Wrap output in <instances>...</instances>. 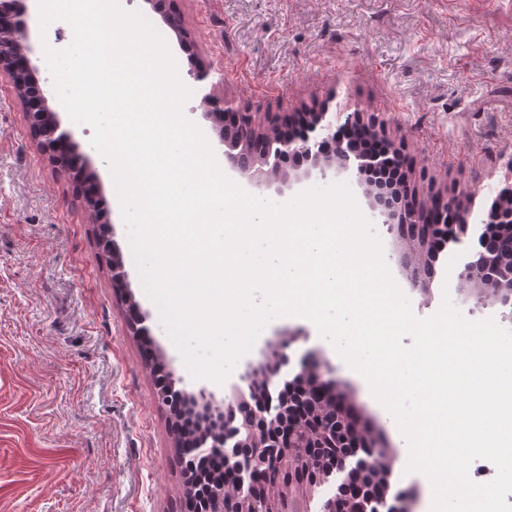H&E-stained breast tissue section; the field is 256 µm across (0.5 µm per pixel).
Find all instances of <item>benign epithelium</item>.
<instances>
[{"label":"benign epithelium","mask_w":512,"mask_h":512,"mask_svg":"<svg viewBox=\"0 0 512 512\" xmlns=\"http://www.w3.org/2000/svg\"><path fill=\"white\" fill-rule=\"evenodd\" d=\"M30 44H25L21 57L7 51L0 45V74L13 80L18 72L35 74L29 54ZM50 89L43 85L34 94L24 93L19 99L24 105L27 119L32 124L44 126L46 134L39 140V147L51 162H56L60 149L74 146L73 132L62 128L59 114L52 110L49 100ZM206 106L222 107V112L210 111V118L224 117V135L220 142L231 143L232 151L225 156L232 169L241 177L259 185L256 166L269 167L268 174L277 175L283 164L300 159L310 163L305 176L311 170L319 171L325 178L328 173L348 174L364 187L370 198L374 215L383 224H394L396 234L404 245L400 255L401 263L411 269L412 287H425L436 275L435 259L439 250L458 244L467 234L469 221L462 216L448 225L441 240L433 235L435 225L428 223L430 201L424 207L408 208L395 216L392 205L384 196L366 187L365 172L371 161L356 152L354 146L341 136L343 132H356L363 136H385V124L373 119L369 122L356 115L345 122L336 124V117L328 115V110L318 112L292 113L278 124L268 129L255 127L254 118L244 112L221 105L211 99L210 94L202 95ZM512 196V183L504 187L496 198V207L488 209L477 225L484 227L489 216L502 218L503 199ZM112 287L123 292L127 287V271L122 252L112 246ZM459 293L465 300L472 298L484 302L494 301L503 305L508 299L503 294L504 281L489 262L467 261L458 274ZM290 365V357L281 355L279 363L271 368L249 365L239 376L240 382L231 386V401L243 405V417L235 433H222L221 444L232 440L239 448L249 449V453L236 460L235 488L230 498L220 494L213 498L210 512H282L279 504L288 498V493L270 487L265 476H258L256 466L265 464L276 473L278 479L286 478L288 483L302 484L313 489L325 484L335 487L334 493L323 503V512H369L372 499L368 490L372 486L383 488L387 485L390 473L388 453L378 447L374 436L360 425L359 416L342 402L341 383L324 379L318 365L312 359L299 362V371L293 378H282V382L304 383L306 387L318 389L311 404L303 403V398L294 400L278 399L256 406L247 400L259 395L271 394L274 378L282 368ZM194 411L211 424L224 422V411L216 405L213 393L201 387L196 392L179 391ZM334 418L349 430L350 449L337 455L333 465L312 468L308 466L312 448L322 444L324 448L336 447V430L328 427L324 419Z\"/></svg>","instance_id":"1"}]
</instances>
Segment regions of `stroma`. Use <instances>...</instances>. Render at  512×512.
Wrapping results in <instances>:
<instances>
[{
    "mask_svg": "<svg viewBox=\"0 0 512 512\" xmlns=\"http://www.w3.org/2000/svg\"><path fill=\"white\" fill-rule=\"evenodd\" d=\"M39 81H51L43 48H66L70 26L39 25L38 0H22ZM121 7L165 39L183 83L188 54L211 64L203 92L252 113L365 112L403 147L418 196L477 197L490 207L512 181V0H167L164 21L146 0ZM108 207L106 224L88 210L84 186L50 164L9 80L0 76V512H181L182 460L168 407L157 398L140 340L127 333L133 296L177 387L200 388L147 297L107 162L93 130L72 123ZM387 265L415 316L451 299L470 320L512 330V308L463 301L457 272L440 254L428 291L412 288L399 246L378 224ZM120 247L127 295L116 294L104 240ZM292 362L310 356L343 384L348 401L389 446L392 490L410 491L412 512H430L427 478L407 472L409 448L367 382L308 319L271 320L237 362L264 364L281 342Z\"/></svg>",
    "mask_w": 512,
    "mask_h": 512,
    "instance_id": "stroma-1",
    "label": "stroma"
}]
</instances>
